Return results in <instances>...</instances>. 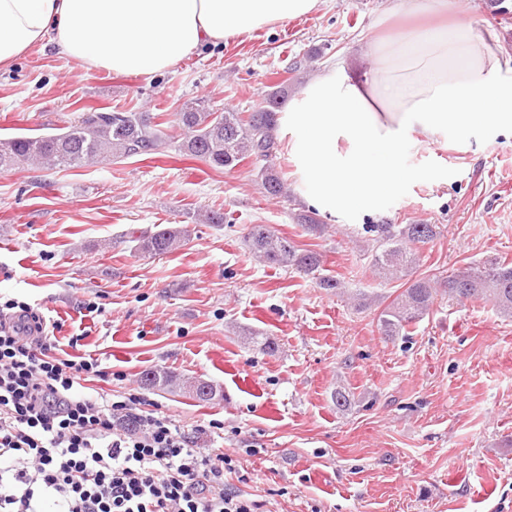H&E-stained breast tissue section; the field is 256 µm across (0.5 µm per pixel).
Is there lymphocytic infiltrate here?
Listing matches in <instances>:
<instances>
[{"mask_svg": "<svg viewBox=\"0 0 512 512\" xmlns=\"http://www.w3.org/2000/svg\"><path fill=\"white\" fill-rule=\"evenodd\" d=\"M60 329L0 302V512H260L227 479L234 459L196 447L157 402L77 393L109 372L60 349Z\"/></svg>", "mask_w": 512, "mask_h": 512, "instance_id": "obj_1", "label": "lymphocytic infiltrate"}]
</instances>
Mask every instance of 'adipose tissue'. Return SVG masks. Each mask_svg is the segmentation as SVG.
Returning a JSON list of instances; mask_svg holds the SVG:
<instances>
[{"label": "adipose tissue", "instance_id": "obj_1", "mask_svg": "<svg viewBox=\"0 0 512 512\" xmlns=\"http://www.w3.org/2000/svg\"><path fill=\"white\" fill-rule=\"evenodd\" d=\"M323 0H0V66L50 46L89 69L153 75L201 48L319 9ZM362 76L325 72L285 104L275 134L298 199L328 217L379 209L426 172L398 164L474 129L512 134V55L471 23L422 24L369 43Z\"/></svg>", "mask_w": 512, "mask_h": 512}]
</instances>
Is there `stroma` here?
I'll use <instances>...</instances> for the list:
<instances>
[{
    "mask_svg": "<svg viewBox=\"0 0 512 512\" xmlns=\"http://www.w3.org/2000/svg\"><path fill=\"white\" fill-rule=\"evenodd\" d=\"M454 2L449 19L495 29L512 54V0ZM404 3L324 0L285 26L150 76L88 70L50 47L0 68L2 138L48 132L90 107L168 118L169 139L152 155L67 171L0 169V297L60 321L61 344L80 337L77 353L112 369L115 380L90 382V394L140 390L181 424L223 422V438L200 433L197 445L237 458L229 481L264 512H512V319L442 291L407 335L388 340L380 305L359 309L348 298L397 288L372 267L367 224L439 225L420 250L419 277L512 261V138L476 131L468 149L453 137L407 143L400 167L429 179L315 234L297 221L284 151L275 163L289 191L270 197L251 162L217 171L180 152L172 122L189 98L250 112L278 80L293 94L324 67L349 72L360 48L389 32L385 13ZM210 210L227 223H200ZM254 224L322 254L346 294L257 261L245 241ZM160 227L187 229V244L156 257L137 251V237ZM90 302L99 312L87 311ZM150 367L208 381L217 395L199 402L144 388ZM339 386L350 399L342 411L331 401ZM251 445L261 454L249 455Z\"/></svg>",
    "mask_w": 512,
    "mask_h": 512,
    "instance_id": "35a3bbf8",
    "label": "stroma"
}]
</instances>
